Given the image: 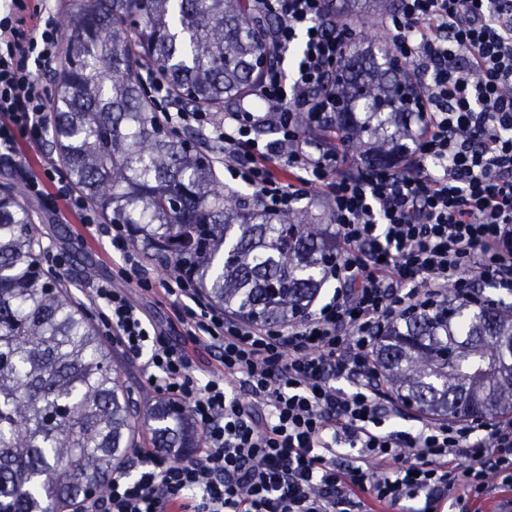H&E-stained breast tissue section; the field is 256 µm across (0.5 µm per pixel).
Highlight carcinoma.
<instances>
[{"mask_svg": "<svg viewBox=\"0 0 512 512\" xmlns=\"http://www.w3.org/2000/svg\"><path fill=\"white\" fill-rule=\"evenodd\" d=\"M382 2L342 0L341 10L368 26ZM58 25L55 149L87 203L234 316L267 325L309 309L336 254L332 225L241 205L212 160L169 135L141 84L151 70L174 100L224 110L258 81V55L275 54L269 19L250 0H70ZM402 87L415 94L387 50L346 51L335 94L349 107L333 129L353 164L388 168L411 151L420 117ZM40 219L24 181L0 186V512H75L87 488L106 494L138 447L116 356L69 285L40 270ZM375 361L393 393L435 419L512 416V311L464 302L410 313L382 336ZM144 422L153 447L177 461L198 447L179 405L161 401Z\"/></svg>", "mask_w": 512, "mask_h": 512, "instance_id": "1", "label": "carcinoma"}]
</instances>
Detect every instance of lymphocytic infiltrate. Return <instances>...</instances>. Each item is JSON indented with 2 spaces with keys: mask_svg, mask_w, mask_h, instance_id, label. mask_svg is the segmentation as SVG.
<instances>
[{
  "mask_svg": "<svg viewBox=\"0 0 512 512\" xmlns=\"http://www.w3.org/2000/svg\"><path fill=\"white\" fill-rule=\"evenodd\" d=\"M273 17L278 53L298 47L293 71L265 69L236 110L217 115L175 102L143 78L165 120L209 132L232 180L281 214L304 193L323 194L339 249L326 269L334 289L300 320L271 329L208 304L192 277L155 282L119 224L101 223L51 163L23 166L31 196L63 202L96 227L122 262L83 290L102 333L135 360L144 389L187 406L202 446L193 459L135 448L104 499L81 512H367L423 499L418 512H479L494 487L512 490V417H415L385 429L392 404L374 361L383 330L411 308L449 297L479 301L475 280L512 295V0H398L380 25L416 75L422 104L413 157L401 169H343L341 152L312 153L307 131L332 110L336 64L356 23L336 0H252ZM51 0H8L0 11V160L51 132L44 83L62 33ZM275 124L273 141L256 137ZM162 289L168 326L152 323L126 289ZM180 343H173L172 334ZM213 357L200 367L198 352Z\"/></svg>",
  "mask_w": 512,
  "mask_h": 512,
  "instance_id": "1",
  "label": "lymphocytic infiltrate"
}]
</instances>
